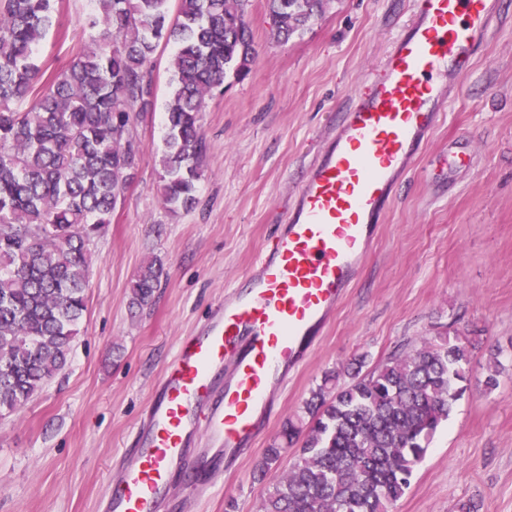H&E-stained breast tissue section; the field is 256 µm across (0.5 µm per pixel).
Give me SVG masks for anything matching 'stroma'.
<instances>
[{
	"label": "stroma",
	"mask_w": 512,
	"mask_h": 512,
	"mask_svg": "<svg viewBox=\"0 0 512 512\" xmlns=\"http://www.w3.org/2000/svg\"><path fill=\"white\" fill-rule=\"evenodd\" d=\"M37 51L42 77L84 46L89 0H55ZM413 19L412 0H329L288 42L272 35L266 0H251L257 55L201 114L207 147L199 205L169 212L159 164L173 45L148 66L155 111L134 114L139 150L112 222L91 245L88 309L65 369L18 413L0 419V512H104L180 336L199 329L255 265L364 77ZM446 115L416 167L397 182L372 248L306 361L273 394L268 426L223 487L187 512H256L267 481L255 465L325 372L361 357L373 368L442 336L476 339L467 389L434 434L395 512H512V0L469 70L449 72ZM163 267L152 303L129 283ZM501 374L485 385L490 357Z\"/></svg>",
	"instance_id": "1"
}]
</instances>
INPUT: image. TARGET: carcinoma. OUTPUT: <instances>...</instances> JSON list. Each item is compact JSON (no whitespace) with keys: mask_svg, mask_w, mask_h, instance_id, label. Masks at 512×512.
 Masks as SVG:
<instances>
[{"mask_svg":"<svg viewBox=\"0 0 512 512\" xmlns=\"http://www.w3.org/2000/svg\"><path fill=\"white\" fill-rule=\"evenodd\" d=\"M89 44L41 81L37 47L52 0H0V418L18 412L65 368L87 311L93 239L131 178L133 112H152L147 63L175 45L161 165L163 203L191 210L205 155L201 112L256 56L250 0H91ZM327 0H267L274 35L302 32ZM162 265L129 285L131 305L154 297ZM472 342L429 339L362 372L328 371L301 414L288 418L260 461L264 477L300 445L257 512H392L415 465L464 391Z\"/></svg>","mask_w":512,"mask_h":512,"instance_id":"obj_1","label":"carcinoma"}]
</instances>
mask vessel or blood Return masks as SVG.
Instances as JSON below:
<instances>
[{
  "label": "vessel or blood",
  "mask_w": 512,
  "mask_h": 512,
  "mask_svg": "<svg viewBox=\"0 0 512 512\" xmlns=\"http://www.w3.org/2000/svg\"><path fill=\"white\" fill-rule=\"evenodd\" d=\"M496 0H415L412 23L319 152L286 224L256 268L185 337L166 368L106 512H163L194 436L214 447L189 492L210 495L221 463L248 452L272 411L271 389L306 355L351 287L400 177L443 110L449 70H467Z\"/></svg>",
  "instance_id": "b4317fda"
}]
</instances>
